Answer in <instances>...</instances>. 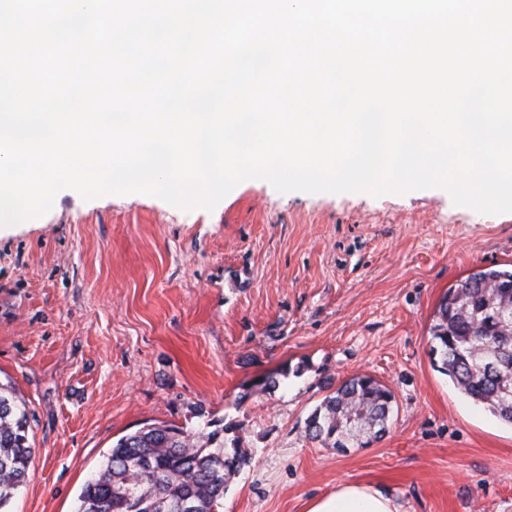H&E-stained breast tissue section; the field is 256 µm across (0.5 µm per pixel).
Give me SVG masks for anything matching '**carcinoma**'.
<instances>
[{"instance_id": "cac0c4a2", "label": "carcinoma", "mask_w": 512, "mask_h": 512, "mask_svg": "<svg viewBox=\"0 0 512 512\" xmlns=\"http://www.w3.org/2000/svg\"><path fill=\"white\" fill-rule=\"evenodd\" d=\"M512 309V271L483 269L448 288L430 328L433 365L467 397L512 423V329L499 314ZM392 391L369 376L353 377L325 396L308 417L305 437L338 451L361 442L359 421L382 437ZM29 409L0 384V509L26 484L32 448ZM207 421L196 430L150 424L122 436L89 478L75 512H220L232 475L248 449L224 450Z\"/></svg>"}]
</instances>
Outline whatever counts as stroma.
<instances>
[{"instance_id":"1","label":"stroma","mask_w":512,"mask_h":512,"mask_svg":"<svg viewBox=\"0 0 512 512\" xmlns=\"http://www.w3.org/2000/svg\"><path fill=\"white\" fill-rule=\"evenodd\" d=\"M486 267L512 268V213L438 188L283 194L256 179L210 212L61 190L0 227V383L31 412L9 512H75L120 437L207 420L253 453L223 512H304L340 481L399 512H512V425L430 352L448 287ZM268 374L277 386L257 387ZM360 375L394 394L386 434L342 451L307 440L314 409Z\"/></svg>"}]
</instances>
